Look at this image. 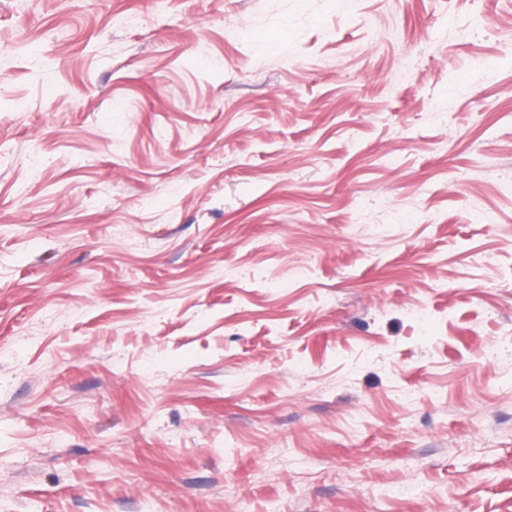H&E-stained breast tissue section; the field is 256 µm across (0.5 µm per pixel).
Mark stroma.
I'll use <instances>...</instances> for the list:
<instances>
[{
  "instance_id": "35a3bbf8",
  "label": "stroma",
  "mask_w": 512,
  "mask_h": 512,
  "mask_svg": "<svg viewBox=\"0 0 512 512\" xmlns=\"http://www.w3.org/2000/svg\"><path fill=\"white\" fill-rule=\"evenodd\" d=\"M0 512H512V0H0Z\"/></svg>"
}]
</instances>
